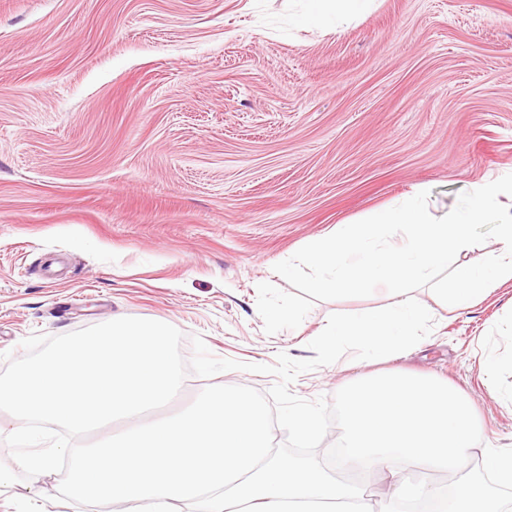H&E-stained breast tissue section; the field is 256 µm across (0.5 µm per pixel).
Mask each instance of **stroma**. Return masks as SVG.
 <instances>
[{"instance_id": "obj_1", "label": "stroma", "mask_w": 512, "mask_h": 512, "mask_svg": "<svg viewBox=\"0 0 512 512\" xmlns=\"http://www.w3.org/2000/svg\"><path fill=\"white\" fill-rule=\"evenodd\" d=\"M308 0H0V356L112 316L165 321L191 358L307 359L334 313L266 334L257 286L327 234L429 191L451 211L512 173V0H374L343 26ZM432 333L389 368L448 380L483 441L512 445V283L456 309L428 288ZM364 360L303 373L327 398ZM273 376L187 374L267 392ZM61 476L0 487V512H113L56 500Z\"/></svg>"}]
</instances>
